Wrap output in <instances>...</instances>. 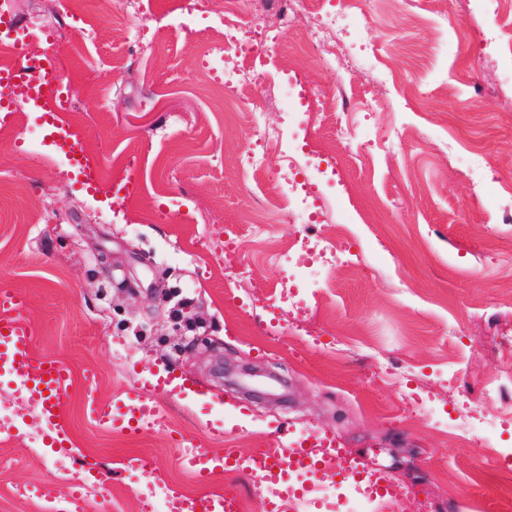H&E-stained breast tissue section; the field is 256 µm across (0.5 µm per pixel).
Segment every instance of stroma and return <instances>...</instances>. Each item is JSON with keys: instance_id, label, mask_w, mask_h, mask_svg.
<instances>
[{"instance_id": "1", "label": "stroma", "mask_w": 512, "mask_h": 512, "mask_svg": "<svg viewBox=\"0 0 512 512\" xmlns=\"http://www.w3.org/2000/svg\"><path fill=\"white\" fill-rule=\"evenodd\" d=\"M247 41L271 51L258 85L241 88L234 111L212 91L204 62L219 8L200 0L190 30L171 0H15L18 19L55 27L49 49L75 92L60 121L85 136L92 164L111 170L134 156L138 205L121 209L88 193L44 140L40 110L19 108L0 127V291L22 295L37 357L73 375L60 425L68 448L43 443L37 419L12 376L0 374V512H58L81 496L85 512H162L166 496L228 489L240 512H264L266 486L217 468L200 479L180 462L183 441L213 455L274 452L279 432L328 433L369 469L390 473L407 512H512L498 468L486 462L483 432L452 438L462 402L498 396L512 361V52L479 43L489 17L465 0H360L343 39L365 61L333 70L309 58L307 78L351 135L338 160L296 179L342 211L337 245L360 259L321 268L308 287L288 272V248L327 224L287 216L270 171L243 157L258 137L247 115L280 121L267 83L281 71L305 22L253 16ZM84 11L87 31L60 26ZM457 33L442 34L444 22ZM482 148L486 176L466 157L447 160L444 141ZM264 224L263 236L253 227ZM112 256L103 270L100 252ZM138 280L137 296L122 290ZM162 279L166 301L151 290ZM308 304L288 313L283 289ZM206 336L223 357L184 350ZM268 367L277 398L260 402L225 386L222 363ZM191 378L198 406L162 395L166 428L127 436L101 429L89 406L144 386L149 375ZM223 419L228 434L210 436ZM154 460L147 471L142 461ZM155 488L147 497L146 488Z\"/></svg>"}]
</instances>
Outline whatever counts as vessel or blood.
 I'll return each instance as SVG.
<instances>
[{
    "mask_svg": "<svg viewBox=\"0 0 512 512\" xmlns=\"http://www.w3.org/2000/svg\"><path fill=\"white\" fill-rule=\"evenodd\" d=\"M43 64L34 81L24 77L28 69L26 60H18L15 69L0 73V112L12 113L17 108L34 102H42L43 118L54 127V145L58 153L69 163L72 176L85 188L100 187L101 181L96 169L86 161L84 141L80 136L57 130L56 113L52 104L61 95L64 74L58 60L52 53H44ZM22 304L16 294L0 293V369L8 371L26 387L25 395L33 405L41 421L54 425L48 445L52 448L70 447L67 432L58 427V409L72 385L69 370L57 361L43 362L33 355V337L29 325L21 318ZM150 387L160 394H174L183 398H196L197 389L193 381L184 377L152 376ZM91 417L102 427L123 434L134 435L144 426H163L165 415L155 400L145 397L141 390H131L111 399L94 404L89 409ZM283 451L279 454H265L244 459L232 449H225L223 455L214 456L203 449L184 456L185 465L198 475H205L214 467L234 468L253 475L264 483L280 485V494L270 500L266 512H286V500L294 491L286 484L288 472L299 470L308 473L313 481L327 478L337 483L356 485L367 482L370 498L379 504L387 502L394 494L392 485L383 482L380 476L364 477L356 466L344 468L325 467V459L338 462L346 458L347 452L328 435L308 433L301 438L285 436ZM238 504L230 495H209L203 499L186 502L176 497L167 500V512H237Z\"/></svg>",
    "mask_w": 512,
    "mask_h": 512,
    "instance_id": "b4317fda",
    "label": "vessel or blood"
}]
</instances>
